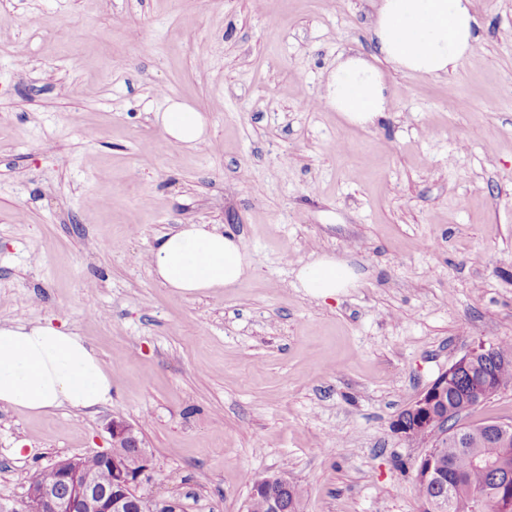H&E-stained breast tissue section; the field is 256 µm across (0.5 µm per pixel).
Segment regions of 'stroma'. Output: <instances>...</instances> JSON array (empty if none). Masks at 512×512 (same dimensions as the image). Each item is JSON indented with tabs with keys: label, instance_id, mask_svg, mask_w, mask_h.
Returning <instances> with one entry per match:
<instances>
[{
	"label": "stroma",
	"instance_id": "stroma-1",
	"mask_svg": "<svg viewBox=\"0 0 512 512\" xmlns=\"http://www.w3.org/2000/svg\"><path fill=\"white\" fill-rule=\"evenodd\" d=\"M372 13L0 0V319L66 326L112 374L83 413L0 406V512L56 460L111 450L115 418L149 454L154 512H246L249 473L299 486V512H423L427 447L394 421L473 347L512 344V0H478L454 73L382 66L387 110L359 126L322 96L339 59L372 58ZM173 101L207 118L196 148L153 122ZM180 224L240 237L252 275L161 286L146 257ZM315 252L359 286L296 288ZM491 421L512 423V386L460 423Z\"/></svg>",
	"mask_w": 512,
	"mask_h": 512
}]
</instances>
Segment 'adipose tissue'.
I'll return each mask as SVG.
<instances>
[{
    "instance_id": "1",
    "label": "adipose tissue",
    "mask_w": 512,
    "mask_h": 512,
    "mask_svg": "<svg viewBox=\"0 0 512 512\" xmlns=\"http://www.w3.org/2000/svg\"><path fill=\"white\" fill-rule=\"evenodd\" d=\"M374 59L351 55L330 72L324 98L351 124L384 117L386 86L380 63L426 78L452 72L473 48L476 0H375ZM166 143L203 142L205 116L183 102L155 113ZM147 262L154 278L173 293L196 297L238 286L251 272L239 238L219 226L181 224L161 235ZM348 262L320 254L296 273L299 288L320 300L356 287ZM112 398V376L95 348L71 329L49 320L0 321V405L47 415L65 407L84 412Z\"/></svg>"
}]
</instances>
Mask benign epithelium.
<instances>
[{
	"label": "benign epithelium",
	"mask_w": 512,
	"mask_h": 512,
	"mask_svg": "<svg viewBox=\"0 0 512 512\" xmlns=\"http://www.w3.org/2000/svg\"><path fill=\"white\" fill-rule=\"evenodd\" d=\"M490 354L491 351L483 346L473 348L441 374L406 408L415 418L413 429L407 433H416L423 443L431 446L446 436L448 414L437 408V401L448 379L467 370L476 358ZM110 434L114 446L124 449L118 454L106 452L99 455L103 466L113 474V483L103 485L93 474L77 469L78 458L60 460L51 465L56 472V481L29 484L23 512H29L33 505L54 512H143L142 503L131 499L127 489L141 485L150 470L149 458L132 424L114 419ZM496 497L501 505L512 506V472L500 473Z\"/></svg>",
	"instance_id": "obj_1"
}]
</instances>
